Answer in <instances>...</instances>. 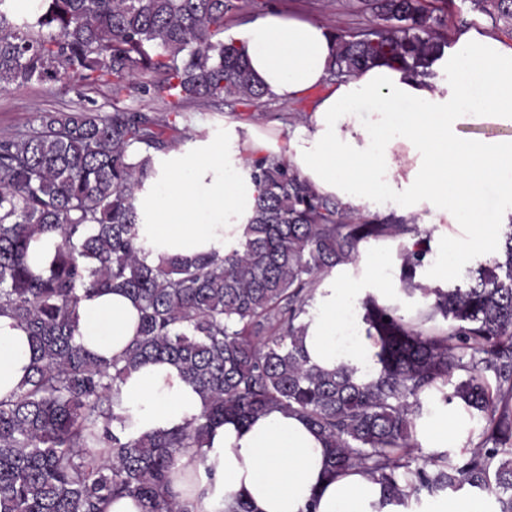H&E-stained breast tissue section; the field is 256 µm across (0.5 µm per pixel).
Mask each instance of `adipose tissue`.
I'll return each mask as SVG.
<instances>
[{
    "instance_id": "adipose-tissue-1",
    "label": "adipose tissue",
    "mask_w": 512,
    "mask_h": 512,
    "mask_svg": "<svg viewBox=\"0 0 512 512\" xmlns=\"http://www.w3.org/2000/svg\"><path fill=\"white\" fill-rule=\"evenodd\" d=\"M241 39L248 64L270 96L295 100L314 89L322 95L287 140L257 125L225 119L224 137L196 141L192 150L157 156L156 179L135 200L137 231L149 261L224 252L237 247L253 216L256 186L247 166L261 153H285L288 163L323 196L358 212L384 201L426 226L451 224L469 240H483L490 224L512 222V210L490 215L483 190L493 183L512 200V136L469 137L461 128L493 118L512 126V42L495 34L465 33L439 61L441 79H423L377 64L333 82L335 35L322 23L267 15L246 26ZM375 116L361 118L362 103ZM361 294L358 281L334 274L318 288L306 319L305 349L330 369L340 361L366 368L373 347L361 338L338 344ZM78 344L105 360L121 358L136 334L139 310L119 291L96 293L78 309ZM26 331L0 315V397L30 373ZM135 429L151 432L197 417L196 390L166 362L133 372L123 387ZM467 413L448 405L420 422L429 447L459 443ZM172 486L191 512H214L235 499L254 512H398L379 482L362 473L326 475L325 443L300 417L278 410L248 425L215 428L208 444L185 452Z\"/></svg>"
}]
</instances>
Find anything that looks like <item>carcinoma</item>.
I'll use <instances>...</instances> for the list:
<instances>
[{
  "label": "carcinoma",
  "instance_id": "obj_1",
  "mask_svg": "<svg viewBox=\"0 0 512 512\" xmlns=\"http://www.w3.org/2000/svg\"><path fill=\"white\" fill-rule=\"evenodd\" d=\"M453 0H359L375 32L335 31L330 78L376 62L436 79L451 44ZM495 29L512 30V0H469ZM251 0H36L32 20L0 9V93L74 80L86 90L133 86L163 112H37L0 136V315L22 326L33 352L19 391L0 399V512H106L118 498L143 512H190L172 491L181 454L213 428L271 409L297 414L324 438L327 476L357 469L401 507L418 491L467 484L512 512V223L502 252L462 285L418 279L432 230L415 216L356 213L319 195L285 160L253 157L259 192L238 248L223 255L147 261L134 200L158 153L202 136L190 102L267 97L224 19ZM56 234L48 267L28 263L36 235ZM392 241L412 315L368 294L359 300L376 351L364 373L308 359L303 336L314 294L371 241ZM123 291L140 311L122 358L107 362L74 341L77 308ZM174 364L203 398L192 421L138 434L124 405L130 372ZM442 393L480 424L468 455H416L424 400Z\"/></svg>",
  "mask_w": 512,
  "mask_h": 512
}]
</instances>
